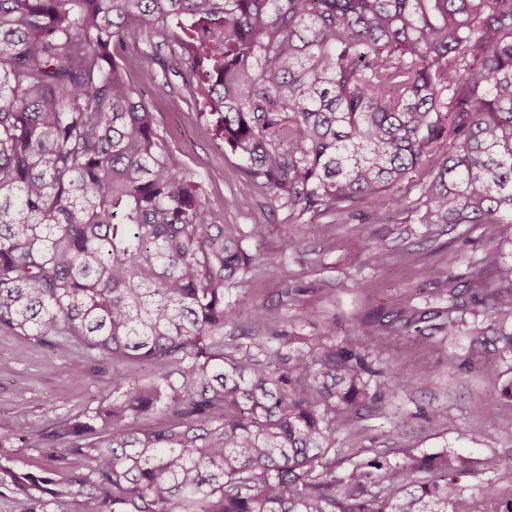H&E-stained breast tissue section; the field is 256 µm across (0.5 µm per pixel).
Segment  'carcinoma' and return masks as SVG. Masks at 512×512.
<instances>
[{"label": "carcinoma", "instance_id": "obj_1", "mask_svg": "<svg viewBox=\"0 0 512 512\" xmlns=\"http://www.w3.org/2000/svg\"><path fill=\"white\" fill-rule=\"evenodd\" d=\"M131 28L240 161L242 188L317 218L427 173L421 224H496L512 244V0H0V330L122 377L89 414L38 433L53 465L12 473L73 512H477L448 452L336 473L342 423L392 389L366 348L431 311L402 307L311 347L230 286L254 253L165 146L127 77ZM448 311L490 315L512 354V265L499 245ZM382 381L370 388V378ZM143 421L154 425L142 427ZM80 456L77 491L59 479Z\"/></svg>", "mask_w": 512, "mask_h": 512}]
</instances>
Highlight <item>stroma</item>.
I'll return each instance as SVG.
<instances>
[{"instance_id":"35a3bbf8","label":"stroma","mask_w":512,"mask_h":512,"mask_svg":"<svg viewBox=\"0 0 512 512\" xmlns=\"http://www.w3.org/2000/svg\"><path fill=\"white\" fill-rule=\"evenodd\" d=\"M128 78L147 88L164 141L210 203L223 209L225 223L248 235L251 248L281 258L278 270L259 271L233 287L232 298H248L251 306L290 322L296 335L314 339L332 322L337 338L354 336L365 320L405 304L446 310L448 299L436 295L429 270L467 275L486 246L499 242L492 224L419 223L413 209L421 194L416 181L400 189L407 210L368 202L314 220L247 194L237 158L210 137L197 109L178 103L179 88L166 82L158 64L132 65ZM257 224L265 227L260 239L250 236ZM380 247L403 253L404 261H374L372 252ZM486 323V317L467 312L457 333L443 328L425 338L405 331L384 336L372 360L391 373L393 388L362 418L338 430L337 472L380 454L396 463L408 452L448 450L474 463L461 485L478 512H494L512 498V485L496 479L497 467L512 462V401L499 395L512 382V359L492 340L470 336L471 328ZM487 365L493 373H484ZM137 370L123 362L89 364L76 373L70 359L49 345L0 331V420L37 430L57 426L92 411L111 394L118 375ZM434 409L447 413V421L430 419ZM49 464L48 449L31 439L0 448L1 480L9 472H36Z\"/></svg>"}]
</instances>
